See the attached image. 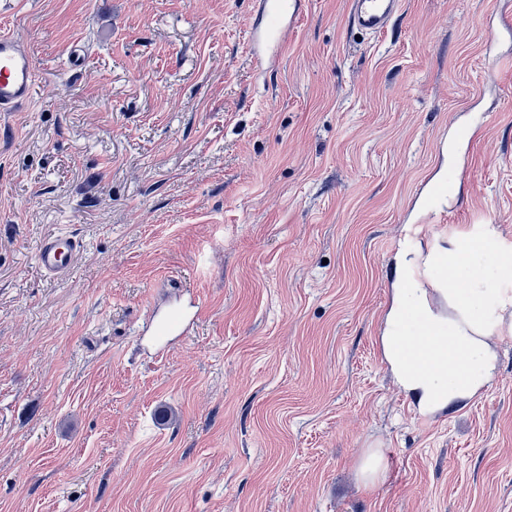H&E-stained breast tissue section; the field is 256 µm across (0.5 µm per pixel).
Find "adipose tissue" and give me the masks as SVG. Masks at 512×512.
Masks as SVG:
<instances>
[{"label": "adipose tissue", "mask_w": 512, "mask_h": 512, "mask_svg": "<svg viewBox=\"0 0 512 512\" xmlns=\"http://www.w3.org/2000/svg\"><path fill=\"white\" fill-rule=\"evenodd\" d=\"M476 252L498 256L499 271L512 268V254L500 251L493 229H485L478 239L465 235L449 242L447 251L438 256L448 301L455 310L454 329L449 333L444 330V318L429 306L413 259L405 252L399 257L406 280L394 292L381 337L382 352L397 383L420 410L435 411L474 396L481 381L470 376L471 365L488 368L495 359L487 341L489 326L501 321L503 312L512 306V296L493 279L467 269V257ZM411 313L421 316L424 335L433 339L429 362L421 367L410 360L411 348L419 343L405 333Z\"/></svg>", "instance_id": "ef3b65f1"}]
</instances>
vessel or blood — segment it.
<instances>
[{"instance_id":"vessel-or-blood-1","label":"vessel or blood","mask_w":512,"mask_h":512,"mask_svg":"<svg viewBox=\"0 0 512 512\" xmlns=\"http://www.w3.org/2000/svg\"><path fill=\"white\" fill-rule=\"evenodd\" d=\"M401 0H350L349 22L356 29L379 34L390 26L399 13ZM261 27L251 29L248 46L258 66L277 58L302 16L301 0H258ZM36 85V66L21 39L0 33V112L27 105ZM82 247L81 241L68 233L47 236L37 253L41 271L56 279L69 276ZM196 297L175 306L154 324L157 347H164L170 334L185 335L194 322Z\"/></svg>"}]
</instances>
